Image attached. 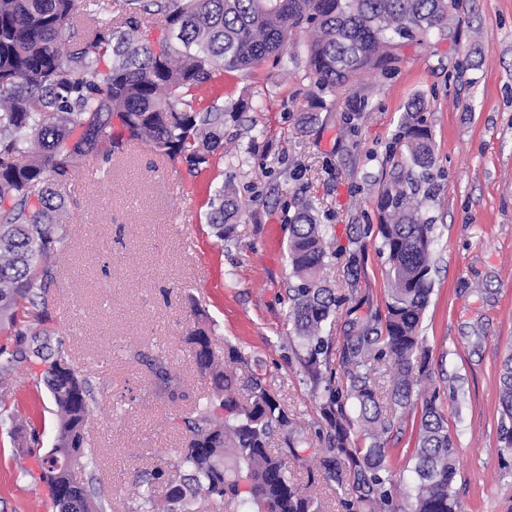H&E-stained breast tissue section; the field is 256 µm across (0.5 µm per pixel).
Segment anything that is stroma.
Wrapping results in <instances>:
<instances>
[{
	"instance_id": "35a3bbf8",
	"label": "stroma",
	"mask_w": 512,
	"mask_h": 512,
	"mask_svg": "<svg viewBox=\"0 0 512 512\" xmlns=\"http://www.w3.org/2000/svg\"><path fill=\"white\" fill-rule=\"evenodd\" d=\"M453 37L437 34L404 50L394 74L367 75L365 111L349 114L350 91L326 96L315 130L299 123L309 88L301 74L273 72L243 84L228 72L207 95L249 94L256 104L227 122L232 152L198 176L183 165L158 169L148 147L89 158L64 196L68 214L59 248L64 261L50 291L52 325L96 387L88 425L95 465L78 480L103 486L106 512H138L134 480L171 472L188 416L207 385L193 371L180 338L192 308L210 318L216 345L232 344L247 360L241 380L258 374L305 426L302 460L289 472L308 482V458L324 445L318 401L288 343V215L311 200L327 224L329 258L322 286L385 313L388 265L377 234L381 178L408 104H425L435 141L432 179L422 209L432 221L433 293L422 334L448 431L459 450L460 512H512V452L502 449L499 374L512 353V0H464ZM235 189L242 217L229 240L206 222L208 199L221 184ZM359 256V285L349 289L347 262ZM167 359L182 386L169 398L137 352ZM45 370L32 360L0 385L19 415L36 427L40 448L0 415V512H52L40 458L56 436ZM416 416L388 441L394 498L409 512Z\"/></svg>"
}]
</instances>
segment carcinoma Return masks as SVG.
Instances as JSON below:
<instances>
[{
	"label": "carcinoma",
	"mask_w": 512,
	"mask_h": 512,
	"mask_svg": "<svg viewBox=\"0 0 512 512\" xmlns=\"http://www.w3.org/2000/svg\"><path fill=\"white\" fill-rule=\"evenodd\" d=\"M463 0H115L116 20L101 23L97 0L77 12V0H0V331L14 337L0 345V382L33 358L46 364L44 383L57 415L53 448L42 479L55 512H104V494L77 480L98 450L85 437L95 404L89 376L62 340H52L50 284L56 277L54 247L64 231L61 190L83 160L112 158L128 140L148 145L195 175L224 157V124L252 109L240 96L229 105L202 102L201 91L236 72L244 80L266 76L288 55V33L308 40L290 56L310 81L299 121H317L316 100L366 74H388L410 43L432 33L448 35L452 13ZM165 16L173 33L157 51L142 41L140 15ZM411 102L394 138L402 149L378 196L377 234L387 253L390 288L386 314L351 322L339 353L343 377L330 364L323 327L344 298L322 287L324 231L303 200L288 218V258L299 284L289 289V317L303 351L304 367L322 387L319 409L327 445L313 457L311 481L338 488L351 477L343 512H399L387 440L408 412L419 411L412 473V512H457V449L427 358L417 357L420 330L432 293L433 225L422 219L419 184L429 179L434 144ZM241 209L229 186L210 202L208 224L229 239ZM182 341L193 353L196 374L209 385L198 408L183 418L179 463L167 475L158 501L141 494L143 512H193L214 502L231 512H323L320 500L288 475V457L300 458L294 422L262 378L239 396L230 344L216 351L211 326L199 321ZM393 372L385 409L374 375ZM149 368L162 384L171 368L159 358ZM500 404L503 450L512 451V355L502 363ZM283 436L285 452L269 443Z\"/></svg>",
	"instance_id": "cac0c4a2"
}]
</instances>
